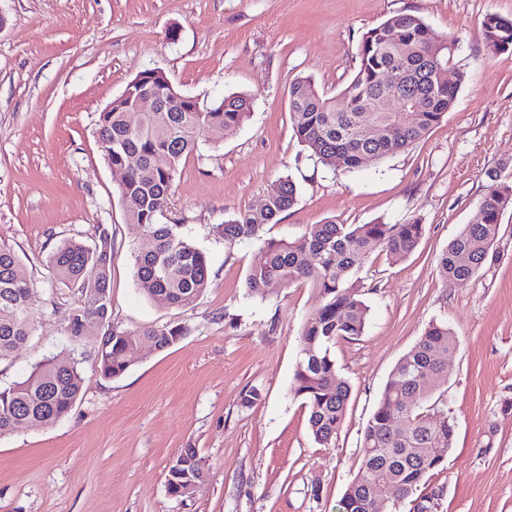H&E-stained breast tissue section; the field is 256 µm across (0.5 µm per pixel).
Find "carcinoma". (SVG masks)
Instances as JSON below:
<instances>
[{
	"label": "carcinoma",
	"mask_w": 512,
	"mask_h": 512,
	"mask_svg": "<svg viewBox=\"0 0 512 512\" xmlns=\"http://www.w3.org/2000/svg\"><path fill=\"white\" fill-rule=\"evenodd\" d=\"M479 35L491 54L511 50L512 17L487 14ZM451 52L448 40L434 36L422 18L409 13L389 17L363 34L357 71L339 95H324L309 76L293 79L288 98L296 137L319 162L348 171L406 150L454 106L465 76L457 74L454 83L444 87L425 71L433 61L447 68ZM390 68L402 70L397 92L411 110L405 121L396 112L377 111L378 100L386 93L382 74ZM127 87H141L169 106L167 112L141 113L131 126L128 109L134 100L121 95L112 100V111L98 118L104 161L127 171L120 190L125 217L140 226L151 242L149 249L133 256L134 278L148 296L162 297L172 306H188L208 287L209 265L205 253L182 233L181 225L162 222L173 182L183 158L196 151L202 140L214 141L243 125L250 116L252 98L232 93L201 110L196 98L173 94L167 75L156 69L140 72ZM366 124L383 128L384 137L363 136L360 127ZM296 199L295 182L283 179L280 191L263 207L224 224V242L257 237ZM509 208L512 185L493 187L481 203L478 220L464 225L439 255L440 278L466 284L496 260L500 219ZM97 232L98 243L106 244L107 251L95 253L88 243L70 238L51 251L46 263L84 299L70 315L69 339H96L100 374L117 378L127 371L126 356L137 340L114 328L102 331L109 320L112 234L104 225ZM424 232L425 225L417 221L340 224L327 220L294 241H264L249 269L246 285L254 294L272 282L306 283L321 298L301 329L291 389L308 408L310 433L321 447L335 443L350 397L331 348L339 339L362 335L367 321L358 273L374 249L404 257ZM29 296L30 283L16 253L1 243L0 360L10 357L35 330ZM186 333L185 327L174 326L148 329L142 338L161 350ZM456 347V335L448 324L435 322L398 361L364 428L361 466L339 502V512H376L375 503L381 499L393 505L407 500L409 512H440L443 491L430 488L429 477L442 460L428 456L424 449L452 448L455 424L448 415L447 400H431L424 373L444 371L442 361ZM83 383L77 359L37 364L24 380L0 389V436L21 426L38 427L66 417Z\"/></svg>",
	"instance_id": "1"
}]
</instances>
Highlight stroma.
<instances>
[{
    "mask_svg": "<svg viewBox=\"0 0 512 512\" xmlns=\"http://www.w3.org/2000/svg\"><path fill=\"white\" fill-rule=\"evenodd\" d=\"M453 44L449 76L464 73L453 109L407 150L357 171L330 168L296 138L288 86L312 77L339 94L357 71L364 32L401 13ZM512 0H0V243L31 284L35 331L0 362V387L48 358H77L84 376L70 415L0 437V512H337L361 464L360 441L397 362L434 322L458 346L431 377L457 425L432 486L441 512H512V209L496 263L467 284L440 279L441 251L476 221L495 183L512 184V51H486L485 14ZM176 39H169V32ZM164 71L201 107L250 94L246 122L183 160L167 221L209 260V286L192 304L146 297L132 255L149 240L128 223L96 130L102 109L137 73ZM296 205L259 238L224 241L223 224L259 208L284 177ZM417 221L425 233L397 259L382 249L359 277L368 307L357 339L332 348L351 396L335 446L309 436L291 393L304 321L320 298L305 284L246 287L262 241H291L313 225ZM112 231L110 327L138 336L181 325L156 351L139 343L118 378L100 375L95 342L73 343L80 293L46 259L63 239ZM258 389L253 406L243 394ZM197 449L194 495L171 496L169 468Z\"/></svg>",
    "mask_w": 512,
    "mask_h": 512,
    "instance_id": "35a3bbf8",
    "label": "stroma"
}]
</instances>
